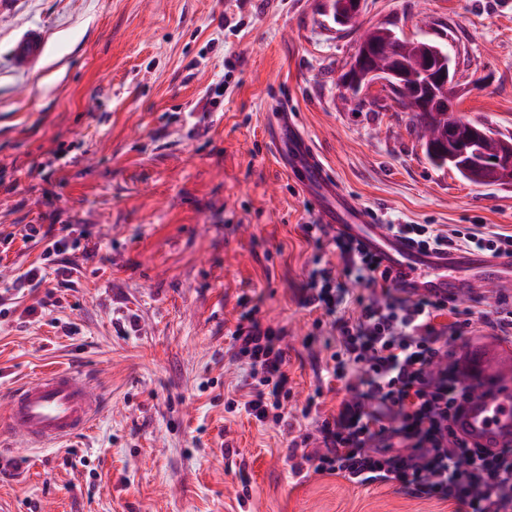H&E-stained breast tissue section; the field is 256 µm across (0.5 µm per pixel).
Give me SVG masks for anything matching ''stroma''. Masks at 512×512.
Instances as JSON below:
<instances>
[{
	"instance_id": "1",
	"label": "stroma",
	"mask_w": 512,
	"mask_h": 512,
	"mask_svg": "<svg viewBox=\"0 0 512 512\" xmlns=\"http://www.w3.org/2000/svg\"><path fill=\"white\" fill-rule=\"evenodd\" d=\"M447 47L457 109L512 135V12L498 0H366L361 25L332 0H0V288L39 262L27 224H66L68 285L49 274L0 315V411L51 369L90 376V429L0 466L11 512H454L395 485L292 475L282 430L224 404L245 368L229 330L248 306L286 329L288 407L320 391L334 319L300 303L316 255V199L269 142L294 112L329 173L365 210L408 224L512 229V186L433 167L380 88L341 104L338 77L365 29ZM48 30L38 70L11 44ZM76 324L66 335L63 326Z\"/></svg>"
}]
</instances>
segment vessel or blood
I'll list each match as a JSON object with an SVG mask.
<instances>
[{
    "label": "vessel or blood",
    "mask_w": 512,
    "mask_h": 512,
    "mask_svg": "<svg viewBox=\"0 0 512 512\" xmlns=\"http://www.w3.org/2000/svg\"><path fill=\"white\" fill-rule=\"evenodd\" d=\"M47 41L43 27L23 31L10 49L13 66L21 71L40 67ZM271 144L276 152L287 153L289 169L298 172L301 184L314 191L323 224L334 233L360 239L379 254L402 296L454 299L490 285H512L511 254H427L390 234L384 225L371 223L366 212L329 175L290 113H282ZM99 407L100 400L83 374L50 370L13 390L0 412V430L30 448L61 444L88 430ZM452 427L482 448L512 445V347L494 375L493 386L477 391L453 418Z\"/></svg>",
    "instance_id": "obj_1"
}]
</instances>
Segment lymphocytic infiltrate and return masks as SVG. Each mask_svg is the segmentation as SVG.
Instances as JSON below:
<instances>
[{
	"instance_id": "lymphocytic-infiltrate-1",
	"label": "lymphocytic infiltrate",
	"mask_w": 512,
	"mask_h": 512,
	"mask_svg": "<svg viewBox=\"0 0 512 512\" xmlns=\"http://www.w3.org/2000/svg\"><path fill=\"white\" fill-rule=\"evenodd\" d=\"M388 230L422 251L512 254V232L490 224H392ZM331 245L338 261L313 271L301 305L331 311L349 303L348 278L370 286L371 295L359 300L355 320L338 324L325 367L327 382H344L351 396L318 417V446L306 435L289 441L292 473L301 474L308 463L353 485L394 484L417 497L448 500L456 512H512V448L470 446L450 427L474 393L462 385L466 371L450 346L477 322L512 338V301L476 311L444 299H408L392 288L388 270L362 241L339 234ZM229 336L251 383L244 399L227 401L228 412L288 425L286 330L265 326L249 312Z\"/></svg>"
}]
</instances>
